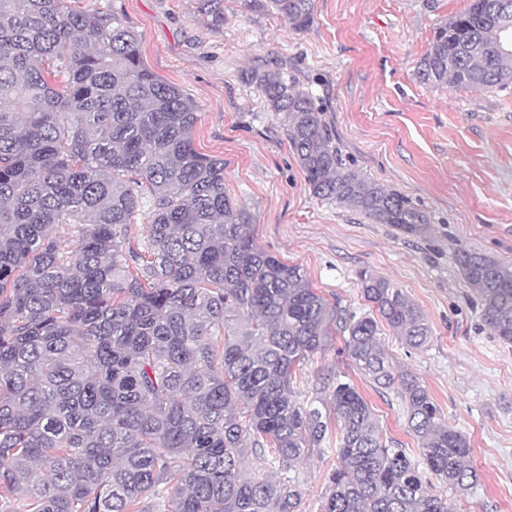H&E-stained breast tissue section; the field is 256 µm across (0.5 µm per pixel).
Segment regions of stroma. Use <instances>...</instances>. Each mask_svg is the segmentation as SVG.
Returning <instances> with one entry per match:
<instances>
[{
  "label": "stroma",
  "instance_id": "obj_1",
  "mask_svg": "<svg viewBox=\"0 0 512 512\" xmlns=\"http://www.w3.org/2000/svg\"><path fill=\"white\" fill-rule=\"evenodd\" d=\"M472 0H314L301 31L268 0H223L216 27L198 0H75L88 13L117 12L142 36L143 57L199 106L196 148L224 161V180L251 217L256 244L300 265L329 302L363 313L359 270L389 279L422 311L427 342L411 349L391 330L392 367L415 375L449 427L471 445L476 478L446 491L455 512H512V347L485 325L481 303L456 262L465 248L512 264V86L488 92L419 81L434 32ZM286 69L312 91L346 165L425 212L422 236L375 224L314 196L285 137L245 84L244 70ZM342 335L296 371L305 399H329L344 373L385 437L417 456L404 405L347 367ZM337 426L296 467L301 512H323L336 466Z\"/></svg>",
  "mask_w": 512,
  "mask_h": 512
}]
</instances>
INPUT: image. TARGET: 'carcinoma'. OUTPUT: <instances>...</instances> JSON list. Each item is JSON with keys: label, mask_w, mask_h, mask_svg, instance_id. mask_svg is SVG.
Listing matches in <instances>:
<instances>
[{"label": "carcinoma", "mask_w": 512, "mask_h": 512, "mask_svg": "<svg viewBox=\"0 0 512 512\" xmlns=\"http://www.w3.org/2000/svg\"><path fill=\"white\" fill-rule=\"evenodd\" d=\"M296 30L314 0H269ZM69 0H0V512H297L283 469L320 447L322 409L292 376L332 336L380 389H397L422 464L450 489L476 477L470 441L420 381L395 374L381 326L421 345L402 289L358 272L370 310L345 316L297 264L260 249L198 151L196 102L145 63L115 12ZM224 25L220 0H198ZM512 0H472L439 26L419 78L456 89L512 84ZM249 82L281 117L311 192L422 235L406 197L339 163L312 93L281 73ZM142 220L137 240L131 227ZM457 261L492 334L512 344V265ZM336 468L324 512H453L368 403L336 378Z\"/></svg>", "instance_id": "carcinoma-1"}]
</instances>
